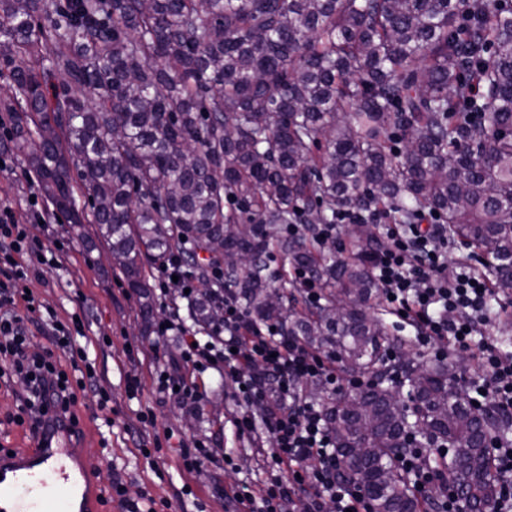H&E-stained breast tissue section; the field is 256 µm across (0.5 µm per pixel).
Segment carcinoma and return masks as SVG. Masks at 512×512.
I'll list each match as a JSON object with an SVG mask.
<instances>
[{
	"label": "carcinoma",
	"instance_id": "cac0c4a2",
	"mask_svg": "<svg viewBox=\"0 0 512 512\" xmlns=\"http://www.w3.org/2000/svg\"><path fill=\"white\" fill-rule=\"evenodd\" d=\"M12 93L11 150L69 223L95 224L112 268L154 302L146 267L168 261L199 284L190 315L221 323L228 291L378 385L324 398L343 474L372 512H424L401 472L406 414L371 300L366 254L336 255L290 224H411L428 209L448 238L490 255L491 300L512 298V7L501 0H0V74ZM405 140L395 160L390 131ZM91 202V209L80 198ZM224 237V253L210 243ZM276 251L322 284L313 311L284 304ZM252 262L231 267L225 256ZM400 359L417 428L448 435L438 463L465 512H492L498 478L484 432L505 418L466 404L453 361ZM469 462L458 473L452 461Z\"/></svg>",
	"mask_w": 512,
	"mask_h": 512
}]
</instances>
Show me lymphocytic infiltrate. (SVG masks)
Instances as JSON below:
<instances>
[{"instance_id":"lymphocytic-infiltrate-1","label":"lymphocytic infiltrate","mask_w":512,"mask_h":512,"mask_svg":"<svg viewBox=\"0 0 512 512\" xmlns=\"http://www.w3.org/2000/svg\"><path fill=\"white\" fill-rule=\"evenodd\" d=\"M447 243L446 227L434 216L426 229L417 224L387 228L368 260L392 313L414 328L415 342L444 356L471 351L482 374L479 396L511 415L512 356L501 355L488 343L476 351L471 348L483 331L492 288L476 274L445 275L442 249ZM32 247L26 225L10 207L0 205V307L15 304L9 284L30 272L16 256ZM223 304V323L205 335L176 322L158 332L162 338L178 336L193 367L215 369L233 383V424L239 435L252 436L261 429L274 442L266 463L270 479L258 487L244 482L220 488L218 497L244 512H296L300 499L307 502L305 512H368L365 492L340 474L323 408L304 395L311 381L329 392L338 390L341 374L335 362L297 337L258 325L231 294H224ZM27 333L21 315H0V372L23 382L21 411L30 432L45 436L52 422L75 428V388L55 357L56 350L71 348L70 330L56 321L49 324L52 345L36 354L28 349ZM446 454L443 448H410L399 457V468L413 476L422 500H429L438 478L435 460Z\"/></svg>"}]
</instances>
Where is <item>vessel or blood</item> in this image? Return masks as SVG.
I'll list each match as a JSON object with an SVG mask.
<instances>
[{
	"label": "vessel or blood",
	"mask_w": 512,
	"mask_h": 512,
	"mask_svg": "<svg viewBox=\"0 0 512 512\" xmlns=\"http://www.w3.org/2000/svg\"><path fill=\"white\" fill-rule=\"evenodd\" d=\"M101 490L66 428L0 455V512H98Z\"/></svg>",
	"instance_id": "b4317fda"
}]
</instances>
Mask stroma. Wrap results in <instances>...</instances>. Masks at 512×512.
Instances as JSON below:
<instances>
[{
  "label": "stroma",
  "instance_id": "obj_1",
  "mask_svg": "<svg viewBox=\"0 0 512 512\" xmlns=\"http://www.w3.org/2000/svg\"><path fill=\"white\" fill-rule=\"evenodd\" d=\"M22 170L14 156L0 169V204L10 206L39 242L36 251L19 257L20 263L34 267V274L16 285L18 293H29L36 306L29 313V345L40 351L51 344L40 321L45 312H53L67 326L73 319L81 320V336L56 356L70 379L80 376L73 362L80 352L96 371L94 386L78 391L74 406L83 430L79 441L91 451L95 476L107 486L113 474H120L130 499L150 490L156 512H225L216 486L227 488L245 478L263 482L267 474L262 455L272 452V439L263 434L254 441L237 434L231 423L234 386L215 370L194 373L205 394L197 408L159 392L161 373L181 359L179 342L144 332L139 297L102 259L107 244L97 241L95 249L86 247V238H95V225H84L78 233L53 211L44 221L32 219L33 207L46 208L47 201ZM131 375L139 381L132 395L127 392ZM104 393L112 398L107 412L98 405ZM23 394L18 379L0 377V449L13 447L16 438L29 433L16 421ZM198 441L219 445L226 462L186 472L180 448Z\"/></svg>",
  "mask_w": 512,
  "mask_h": 512
}]
</instances>
